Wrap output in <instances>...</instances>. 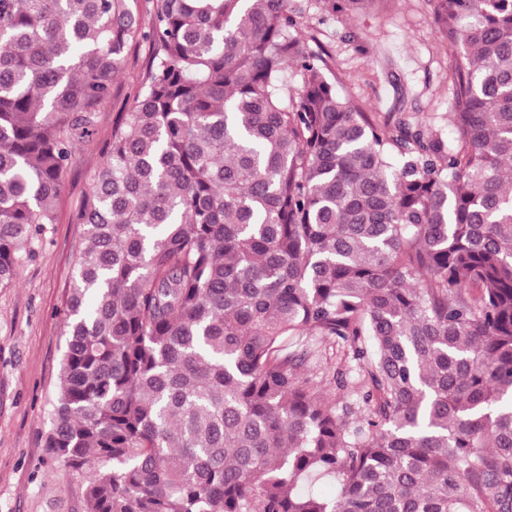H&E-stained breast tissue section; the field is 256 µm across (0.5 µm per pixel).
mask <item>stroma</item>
Returning a JSON list of instances; mask_svg holds the SVG:
<instances>
[{
  "mask_svg": "<svg viewBox=\"0 0 512 512\" xmlns=\"http://www.w3.org/2000/svg\"><path fill=\"white\" fill-rule=\"evenodd\" d=\"M333 58L337 89L368 112L416 120L451 110L448 57L434 20L435 0H382L350 18L326 0H294ZM154 49L129 51L113 95L98 114V133L79 144L63 178L50 225L14 283L0 288V512H83V478L46 453L48 411L56 398L65 338L59 312L72 275L79 235L75 215L86 174L102 161V144L133 93Z\"/></svg>",
  "mask_w": 512,
  "mask_h": 512,
  "instance_id": "1",
  "label": "stroma"
}]
</instances>
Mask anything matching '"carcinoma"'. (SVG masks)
Segmentation results:
<instances>
[{"label": "carcinoma", "instance_id": "1", "mask_svg": "<svg viewBox=\"0 0 512 512\" xmlns=\"http://www.w3.org/2000/svg\"><path fill=\"white\" fill-rule=\"evenodd\" d=\"M132 2L0 0V286L156 46L60 312L85 512H512V0H437L449 133L342 95L293 0Z\"/></svg>", "mask_w": 512, "mask_h": 512}]
</instances>
